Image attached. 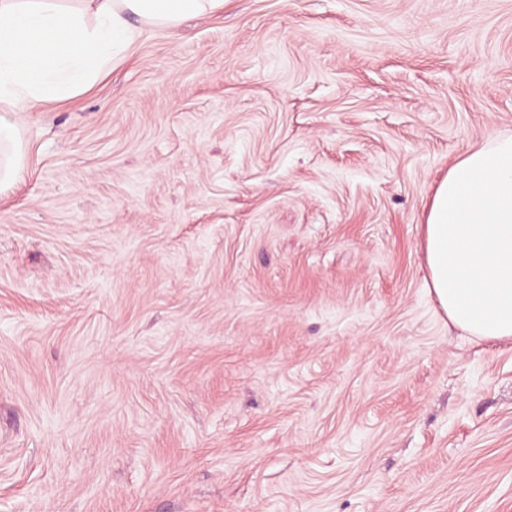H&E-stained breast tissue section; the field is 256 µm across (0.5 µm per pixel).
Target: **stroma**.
I'll list each match as a JSON object with an SVG mask.
<instances>
[{"mask_svg": "<svg viewBox=\"0 0 512 512\" xmlns=\"http://www.w3.org/2000/svg\"><path fill=\"white\" fill-rule=\"evenodd\" d=\"M13 120L0 512H512V343L421 251L512 0H224Z\"/></svg>", "mask_w": 512, "mask_h": 512, "instance_id": "1", "label": "stroma"}]
</instances>
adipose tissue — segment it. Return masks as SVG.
I'll return each instance as SVG.
<instances>
[{
  "instance_id": "1",
  "label": "adipose tissue",
  "mask_w": 512,
  "mask_h": 512,
  "mask_svg": "<svg viewBox=\"0 0 512 512\" xmlns=\"http://www.w3.org/2000/svg\"><path fill=\"white\" fill-rule=\"evenodd\" d=\"M224 0H0V187L22 170L9 115L91 83L138 25L173 27ZM429 287L450 323L479 340L512 342V134L461 154L424 215Z\"/></svg>"
}]
</instances>
